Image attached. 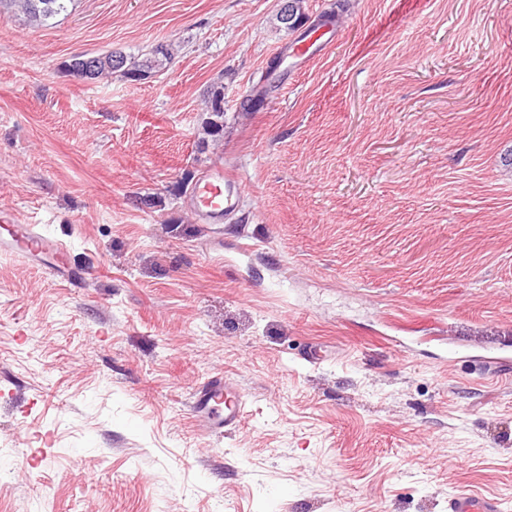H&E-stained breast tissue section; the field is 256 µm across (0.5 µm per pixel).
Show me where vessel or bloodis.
<instances>
[{"label": "vessel or blood", "mask_w": 512, "mask_h": 512, "mask_svg": "<svg viewBox=\"0 0 512 512\" xmlns=\"http://www.w3.org/2000/svg\"><path fill=\"white\" fill-rule=\"evenodd\" d=\"M320 42L303 38L294 42L282 57L287 68L304 66L317 50L326 49L328 35L334 34V26L322 27ZM244 193L241 178L229 169L221 167L205 172L197 181L190 198L195 213L204 222L220 224L224 216L234 210ZM0 222L5 225V234L0 237V252L28 261H40L45 256L62 259L66 246L63 242L47 236L37 225L21 223L13 210H0ZM245 406L244 396L231 379L217 375L198 387L192 395V414L207 433L220 434L236 427ZM448 512H499L496 499L470 492L455 490L448 497Z\"/></svg>", "instance_id": "obj_1"}]
</instances>
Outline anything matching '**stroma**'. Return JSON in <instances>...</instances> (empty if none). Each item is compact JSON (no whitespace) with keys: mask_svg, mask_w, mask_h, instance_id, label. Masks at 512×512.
I'll list each match as a JSON object with an SVG mask.
<instances>
[{"mask_svg":"<svg viewBox=\"0 0 512 512\" xmlns=\"http://www.w3.org/2000/svg\"><path fill=\"white\" fill-rule=\"evenodd\" d=\"M283 3L0 18V207L85 278L0 253V512H512V0H305L333 46L241 111L304 34ZM162 43L145 80L62 69ZM226 165L245 196L201 223ZM244 194L241 178L232 170L218 167L205 172L190 198L195 213L208 224H220L224 214L234 210ZM244 406V395L238 385L223 375L211 377L191 398L192 414L209 434H222L224 429L236 427ZM496 499L457 489L448 496V512H499Z\"/></svg>","mask_w":512,"mask_h":512,"instance_id":"35a3bbf8","label":"stroma"}]
</instances>
